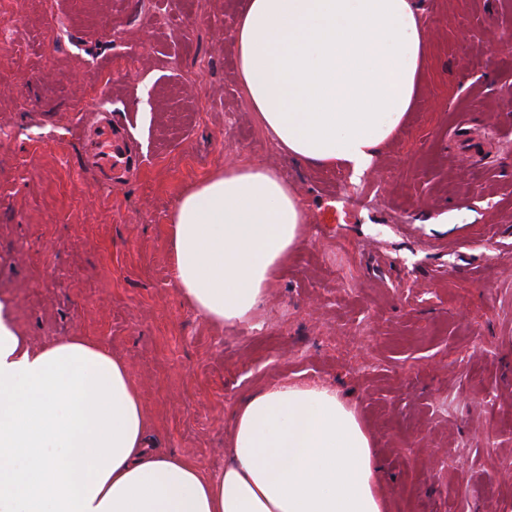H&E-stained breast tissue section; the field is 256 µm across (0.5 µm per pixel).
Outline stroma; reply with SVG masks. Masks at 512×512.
<instances>
[{
    "mask_svg": "<svg viewBox=\"0 0 512 512\" xmlns=\"http://www.w3.org/2000/svg\"><path fill=\"white\" fill-rule=\"evenodd\" d=\"M246 0H0V304L126 362L156 449L223 470L237 406L336 388L386 512H512V0H414L415 105L360 180L285 158L238 78ZM128 157L95 162L97 121ZM300 195L304 243L246 323L171 275L176 199L225 166Z\"/></svg>",
    "mask_w": 512,
    "mask_h": 512,
    "instance_id": "obj_1",
    "label": "stroma"
}]
</instances>
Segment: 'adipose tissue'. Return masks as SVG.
<instances>
[{"instance_id":"1","label":"adipose tissue","mask_w":512,"mask_h":512,"mask_svg":"<svg viewBox=\"0 0 512 512\" xmlns=\"http://www.w3.org/2000/svg\"><path fill=\"white\" fill-rule=\"evenodd\" d=\"M232 39L279 151L356 179L392 141L428 62L413 0H247ZM305 224L273 169L217 170L173 206V279L208 324L245 323ZM150 431L127 364L105 346L35 345L0 315V512H385L370 437L332 387L248 395L216 474L151 450Z\"/></svg>"}]
</instances>
